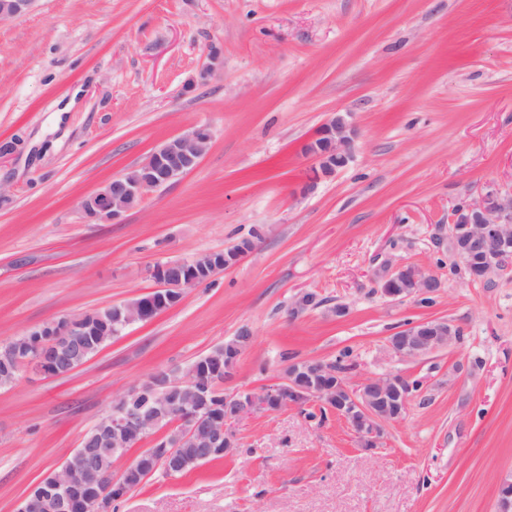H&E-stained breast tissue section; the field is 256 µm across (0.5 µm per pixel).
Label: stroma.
Returning <instances> with one entry per match:
<instances>
[{
  "mask_svg": "<svg viewBox=\"0 0 512 512\" xmlns=\"http://www.w3.org/2000/svg\"><path fill=\"white\" fill-rule=\"evenodd\" d=\"M351 158L314 189L303 144L331 113ZM204 125L211 145L118 224L80 197L163 141ZM0 344L155 287L150 266L249 239L236 266L129 325L62 377L0 388V512L77 448L113 395L253 336L230 392L289 362L345 356L350 378L420 383L364 450L334 412L300 406L235 422L223 459L155 476L117 512H497L512 481V265L452 271L453 203L512 193V0H36L0 19ZM415 266L431 302L384 297ZM318 303L305 309L303 295ZM459 334L417 359L393 333ZM390 336L389 347L401 358H419L447 346L459 331L449 322L422 321Z\"/></svg>",
  "mask_w": 512,
  "mask_h": 512,
  "instance_id": "stroma-1",
  "label": "stroma"
}]
</instances>
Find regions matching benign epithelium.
Masks as SVG:
<instances>
[{
  "label": "benign epithelium",
  "mask_w": 512,
  "mask_h": 512,
  "mask_svg": "<svg viewBox=\"0 0 512 512\" xmlns=\"http://www.w3.org/2000/svg\"><path fill=\"white\" fill-rule=\"evenodd\" d=\"M36 0H0V19L9 20L29 13ZM353 135L343 116L334 115L320 127L304 147L313 159V176L307 187L323 176L345 166L351 157ZM211 142L208 128L193 127L155 148L139 165L140 174L130 178L117 174L95 193L80 199L79 206L91 219L119 223L148 194L172 184L197 166ZM463 225L464 233L448 234V251L458 269L469 266L472 252L484 254L485 270L498 269V260L512 251V194L488 192L478 201L463 200L451 210V225ZM151 275L158 287L148 294L120 304L124 310L123 325L146 322V311L154 314L174 306V300L199 285L197 269L181 260L156 263ZM403 280L404 287L380 292L394 300L437 293L441 283L434 275L407 266L383 278ZM456 327L444 321H422L389 338V347L401 358H419L447 346L456 336ZM28 341L17 351V364L0 373V384H13L23 370L45 376H62L74 371L70 356L86 349L89 332L82 318L63 317L47 320L27 332ZM224 348L208 353L205 364L215 380L224 382L233 377L230 365L224 364ZM295 372L310 379L307 397H321L324 405L344 418L366 448L381 444L384 425L402 418L415 392L413 385L399 375L388 374L363 381L350 382L348 372H336L316 361L293 363ZM197 366L180 376L169 370L156 371L141 386L130 388L112 399V408L83 436L73 454L60 469L43 478L23 497L15 512H107L112 504V489L121 485L130 491L142 485L161 466L172 477L183 474L188 467L208 463L214 449L229 453L234 446L231 425L256 411H276L296 405L293 376L260 393H224V414L206 408L209 385L197 376ZM157 387L164 388V414L155 406L137 405L135 400ZM155 439L126 466L119 477L102 470L95 452L103 451L116 459L146 439ZM194 449L187 458L182 449Z\"/></svg>",
  "instance_id": "obj_1"
}]
</instances>
